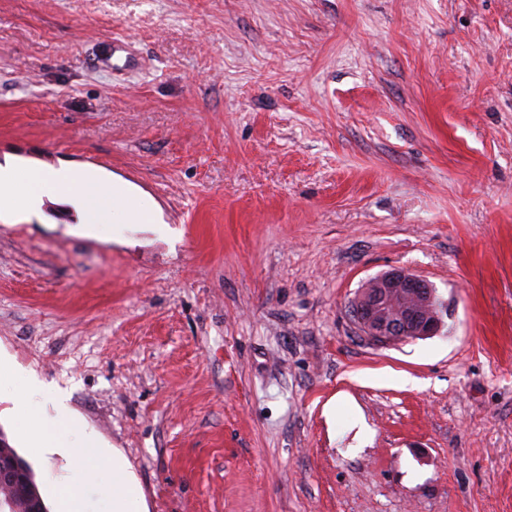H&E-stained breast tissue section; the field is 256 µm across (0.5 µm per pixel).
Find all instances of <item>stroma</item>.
<instances>
[{
  "mask_svg": "<svg viewBox=\"0 0 512 512\" xmlns=\"http://www.w3.org/2000/svg\"><path fill=\"white\" fill-rule=\"evenodd\" d=\"M98 171L157 224L0 215V355L144 512H512V0H0V164ZM405 269L439 335L349 306ZM0 429L44 499L96 462ZM350 314L363 336L377 344L433 337L442 329L435 288L403 269L367 280L352 300ZM97 462L107 466L112 473L113 512H144L130 472L122 458L112 451L111 460L104 448H98Z\"/></svg>",
  "mask_w": 512,
  "mask_h": 512,
  "instance_id": "35a3bbf8",
  "label": "stroma"
}]
</instances>
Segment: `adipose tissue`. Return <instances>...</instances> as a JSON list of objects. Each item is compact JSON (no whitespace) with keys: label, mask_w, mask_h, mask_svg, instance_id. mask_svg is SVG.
Wrapping results in <instances>:
<instances>
[{"label":"adipose tissue","mask_w":512,"mask_h":512,"mask_svg":"<svg viewBox=\"0 0 512 512\" xmlns=\"http://www.w3.org/2000/svg\"><path fill=\"white\" fill-rule=\"evenodd\" d=\"M54 194L70 204L81 222L90 229L113 222L145 224L153 220L155 206L148 197L120 185L108 186L97 172L77 171L67 166L56 169H21L0 165V201L18 202L24 213L39 211L45 194ZM85 453L96 454L99 463L112 473L113 512H143L131 475L121 457H109L87 442Z\"/></svg>","instance_id":"adipose-tissue-1"}]
</instances>
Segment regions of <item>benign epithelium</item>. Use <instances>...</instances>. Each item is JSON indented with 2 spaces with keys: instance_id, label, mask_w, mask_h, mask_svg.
<instances>
[{
  "instance_id": "benign-epithelium-1",
  "label": "benign epithelium",
  "mask_w": 512,
  "mask_h": 512,
  "mask_svg": "<svg viewBox=\"0 0 512 512\" xmlns=\"http://www.w3.org/2000/svg\"><path fill=\"white\" fill-rule=\"evenodd\" d=\"M350 314L362 334L377 344L433 337L442 329L435 288L403 269L367 280L352 300Z\"/></svg>"
}]
</instances>
